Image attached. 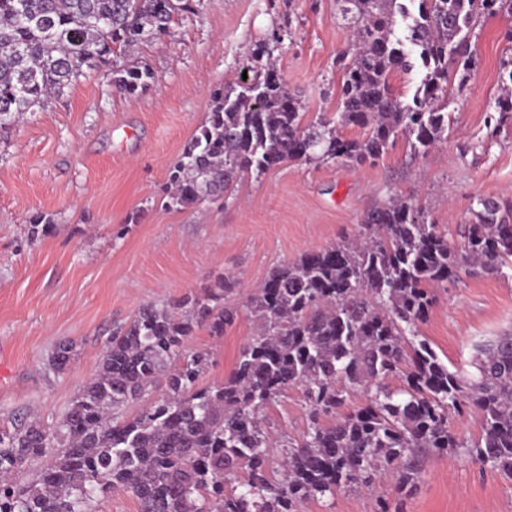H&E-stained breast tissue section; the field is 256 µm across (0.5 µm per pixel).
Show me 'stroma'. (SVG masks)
<instances>
[{
  "label": "stroma",
  "mask_w": 512,
  "mask_h": 512,
  "mask_svg": "<svg viewBox=\"0 0 512 512\" xmlns=\"http://www.w3.org/2000/svg\"><path fill=\"white\" fill-rule=\"evenodd\" d=\"M512 15L479 17L470 48L476 67L450 97L447 139L425 153L398 138L376 165L290 162L249 177L202 209L167 208L162 188L209 110L212 90L241 81L260 50L307 119L337 111V56L349 41L335 0H200L176 15L170 33L141 44L137 59L154 74L134 96L99 74L27 113L0 138V431L31 415L54 423L96 373L108 331L148 302L200 292L219 273L239 285L231 304L270 272L357 234L366 213L389 198L423 206L448 232L467 223L475 198L512 195V114L498 132L487 117L512 62L504 37ZM282 30L273 43L270 34ZM53 228L31 238L37 215ZM255 326L247 313L214 339L201 385L223 381ZM512 332V277L466 276L437 289L419 332L449 368L469 369L478 344ZM71 342L66 371L48 367L56 344ZM271 439H297L309 426L300 389L264 411ZM512 512V479L468 455L431 456L411 492L394 477L372 490L342 489L300 512Z\"/></svg>",
  "instance_id": "35a3bbf8"
}]
</instances>
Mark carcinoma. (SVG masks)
Segmentation results:
<instances>
[{
  "mask_svg": "<svg viewBox=\"0 0 512 512\" xmlns=\"http://www.w3.org/2000/svg\"><path fill=\"white\" fill-rule=\"evenodd\" d=\"M191 0H0V130L95 70L133 96L152 73L116 57L169 32ZM336 0L350 21L336 115L306 121L300 97L274 64L251 66L245 85L212 93L205 123L169 169L167 207H197L247 175L286 162L372 165L399 135L416 152L450 127V86L462 89L473 56L463 35L479 16L512 14V0ZM419 68L406 103L396 72ZM512 112V69L501 75ZM363 130L346 139L340 128ZM460 240L434 224L412 200L369 211L349 240L303 254L274 269L250 293L257 325L230 376L199 385L209 357L190 348L196 331L224 336L238 310L224 303L234 283L218 274L176 303L142 305L112 329L101 362L56 424L22 423L0 432V512H93V503L123 490L139 512H297L342 488L370 489L396 471V490L418 479L422 453L472 454L512 477V335L477 346L472 370H451L420 339L433 289L480 268L512 271V201L478 198ZM73 344L54 348L58 372ZM398 377L392 387L388 380ZM164 384L165 393L133 415L131 402ZM302 389L310 416L303 436L282 447L279 463L263 411L288 389ZM366 405L345 413L348 394ZM476 409L479 438L451 428L450 416ZM42 458L35 478L14 475Z\"/></svg>",
  "mask_w": 512,
  "mask_h": 512,
  "instance_id": "1",
  "label": "carcinoma"
}]
</instances>
